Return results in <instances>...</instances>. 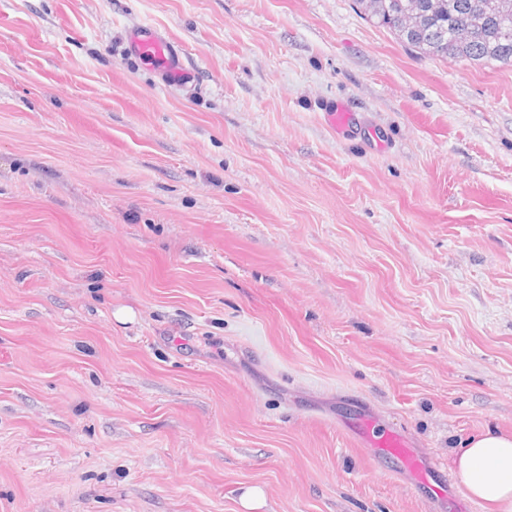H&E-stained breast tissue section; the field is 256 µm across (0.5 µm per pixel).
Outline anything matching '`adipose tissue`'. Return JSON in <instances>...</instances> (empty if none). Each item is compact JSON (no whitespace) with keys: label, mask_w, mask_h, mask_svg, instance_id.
<instances>
[{"label":"adipose tissue","mask_w":512,"mask_h":512,"mask_svg":"<svg viewBox=\"0 0 512 512\" xmlns=\"http://www.w3.org/2000/svg\"><path fill=\"white\" fill-rule=\"evenodd\" d=\"M456 475L470 498L492 512H512V435L488 430L474 436L458 455Z\"/></svg>","instance_id":"ef3b65f1"}]
</instances>
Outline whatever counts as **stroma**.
<instances>
[{
  "label": "stroma",
  "mask_w": 512,
  "mask_h": 512,
  "mask_svg": "<svg viewBox=\"0 0 512 512\" xmlns=\"http://www.w3.org/2000/svg\"><path fill=\"white\" fill-rule=\"evenodd\" d=\"M145 24L189 83L127 54ZM489 428L512 67L356 0H0V512H485L455 460ZM373 425L374 422L369 419H360L356 429L361 439L371 440V446L378 448L381 452L399 462L415 482L423 485L429 484L430 467L406 438L397 432H385L378 439H374L372 435Z\"/></svg>",
  "instance_id": "stroma-1"
}]
</instances>
